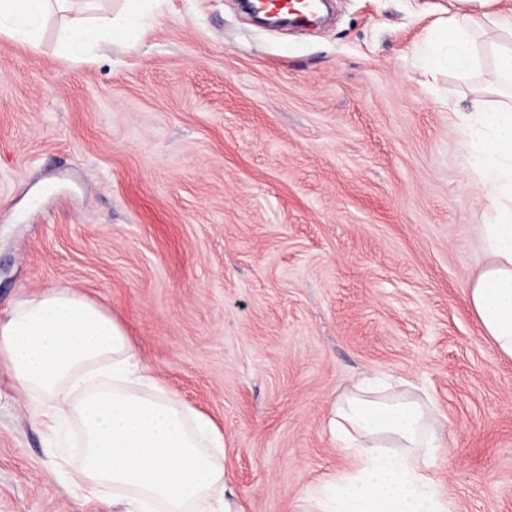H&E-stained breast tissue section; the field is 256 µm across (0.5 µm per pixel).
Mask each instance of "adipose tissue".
<instances>
[{
	"label": "adipose tissue",
	"mask_w": 512,
	"mask_h": 512,
	"mask_svg": "<svg viewBox=\"0 0 512 512\" xmlns=\"http://www.w3.org/2000/svg\"><path fill=\"white\" fill-rule=\"evenodd\" d=\"M71 0H0V35L40 50L39 16ZM158 0H125L99 19L76 14L55 31L60 56L95 58L100 41L138 42ZM494 0H448L428 41L479 61L478 35L503 45L499 80L512 86V10ZM470 168L488 190L484 226L492 257L469 288V303L500 352L512 358V100L474 99L459 113ZM0 365L34 402L49 431L76 421L82 453L77 482L87 495L112 492V512H245L224 466V438L204 415L172 396L142 363L124 330L99 304L67 287L26 297L0 317ZM430 403L388 393L371 380L333 403L331 434L352 461L308 496L311 512H454L434 489L430 461L441 446Z\"/></svg>",
	"instance_id": "ef3b65f1"
}]
</instances>
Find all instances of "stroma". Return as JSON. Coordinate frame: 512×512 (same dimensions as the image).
<instances>
[{"mask_svg": "<svg viewBox=\"0 0 512 512\" xmlns=\"http://www.w3.org/2000/svg\"><path fill=\"white\" fill-rule=\"evenodd\" d=\"M0 36V315L72 288L224 435L246 512H303L350 468L330 406L380 374L430 401L457 512H512V358L467 303L490 201L454 113L500 99L478 67L423 76L432 17L334 0L308 31L237 0H161L138 44L90 63ZM0 369V512H112Z\"/></svg>", "mask_w": 512, "mask_h": 512, "instance_id": "obj_1", "label": "stroma"}]
</instances>
